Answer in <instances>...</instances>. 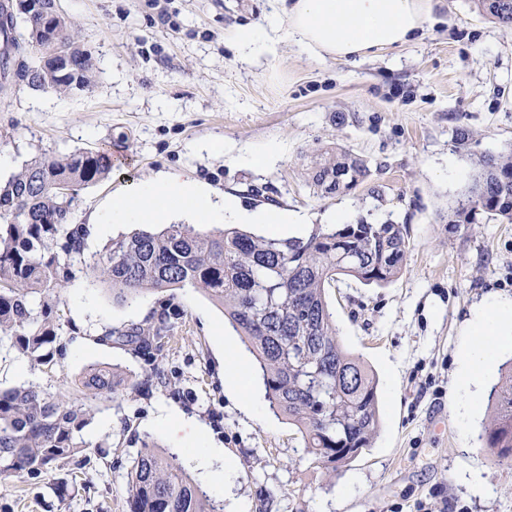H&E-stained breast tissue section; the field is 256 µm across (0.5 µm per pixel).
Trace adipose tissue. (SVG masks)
I'll use <instances>...</instances> for the list:
<instances>
[{"label":"adipose tissue","mask_w":512,"mask_h":512,"mask_svg":"<svg viewBox=\"0 0 512 512\" xmlns=\"http://www.w3.org/2000/svg\"><path fill=\"white\" fill-rule=\"evenodd\" d=\"M427 12V0H291L287 16L272 13L265 26L236 29L232 38L245 55L269 48L278 37L320 61L361 58L410 43L422 30ZM181 217L198 224H257L272 237L297 232L306 221L299 212L274 206L246 209L232 195L169 174L124 190L93 221L102 226L154 224ZM472 318L474 340L462 354L454 385L463 411L476 402L482 376L503 342L512 338V299L483 300L474 306Z\"/></svg>","instance_id":"adipose-tissue-1"}]
</instances>
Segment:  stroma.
I'll return each mask as SVG.
<instances>
[{"label":"stroma","instance_id":"obj_1","mask_svg":"<svg viewBox=\"0 0 512 512\" xmlns=\"http://www.w3.org/2000/svg\"><path fill=\"white\" fill-rule=\"evenodd\" d=\"M428 6L418 39L365 59L318 62L283 41L245 61L229 32L264 24L282 0H170L168 25L150 0H58L96 83L65 96L0 91V152L19 166L43 153L111 152V175L79 194L78 222L130 185L170 173L252 210L303 213L312 225L334 211L352 224H403L409 251L386 286L342 276L327 290L341 344L376 375L382 416L372 447L334 473L313 462L286 419L267 408L258 419L245 413L224 382V350L239 357L244 395L261 402L254 357L203 293L175 290L176 328L158 359L172 385L144 394L130 382L149 360L96 338L144 322L157 294L119 304L77 276L60 305L63 358L31 366L0 335V389L66 392L92 365L123 380L115 398L91 400L86 448L73 461L36 477L0 476V512H129L126 476L144 438L176 453L224 512H418L422 502L436 512H512V459L481 439L486 398L463 420L452 394L473 306L512 297V224L448 221L478 159L512 149V26L473 0ZM336 148L364 159L371 177L325 197L308 175L320 151ZM170 413L200 424L208 447L234 459L224 490L162 426ZM475 469L490 496L472 492Z\"/></svg>","mask_w":512,"mask_h":512}]
</instances>
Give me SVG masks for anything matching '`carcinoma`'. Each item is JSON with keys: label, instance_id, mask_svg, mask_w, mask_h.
<instances>
[{"label": "carcinoma", "instance_id": "cac0c4a2", "mask_svg": "<svg viewBox=\"0 0 512 512\" xmlns=\"http://www.w3.org/2000/svg\"><path fill=\"white\" fill-rule=\"evenodd\" d=\"M512 24V0H473ZM27 44L15 33L12 3L0 2V81L69 94L96 80L92 59L76 74L39 68L43 49L34 37L40 18L25 16ZM112 159L99 150L64 156L43 153L0 185V335L34 365H48L46 346L58 339L54 309L76 274L99 282L112 300L131 302L144 292L192 287L224 309V318L249 343L260 363L270 406L301 434L314 462L333 472L372 440L380 426L376 380L360 358L336 340L326 290L339 276L383 286L403 270L409 241L402 225H318L306 237L254 235L236 227L199 231L188 224L136 231L111 240L99 257H85L90 227L77 222L75 201L108 178ZM359 184L370 175L365 160L345 151L320 153L312 185L335 195L336 176ZM488 214L512 223V150L486 155L468 194L448 213L450 224H473ZM170 300L161 312L131 327H111L101 342L117 339L152 359L175 330ZM79 394L20 385L0 390V474H40L82 451L80 432L91 408L85 398H110L117 373L90 366L76 381ZM493 416L486 445L512 455V362L491 393ZM129 512H217L210 499L154 444H142L127 472Z\"/></svg>", "mask_w": 512, "mask_h": 512}]
</instances>
